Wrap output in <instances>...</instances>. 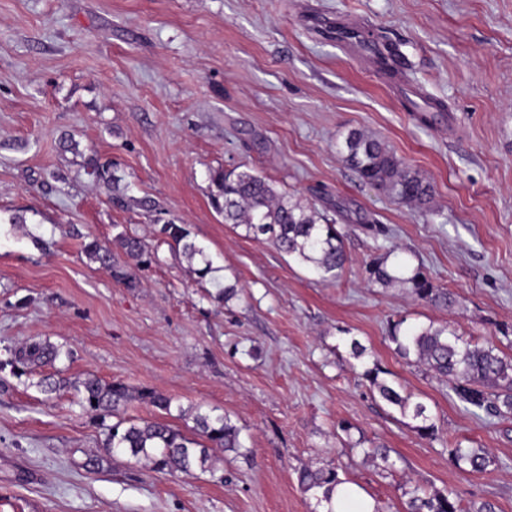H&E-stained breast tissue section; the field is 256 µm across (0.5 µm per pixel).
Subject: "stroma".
<instances>
[{
  "label": "stroma",
  "mask_w": 512,
  "mask_h": 512,
  "mask_svg": "<svg viewBox=\"0 0 512 512\" xmlns=\"http://www.w3.org/2000/svg\"><path fill=\"white\" fill-rule=\"evenodd\" d=\"M340 21L396 45L395 75L337 43ZM419 94L441 109L416 118ZM352 128L425 177L429 211L360 181L337 148ZM90 155L121 176L123 203L85 173ZM236 167L342 226L352 262L338 280L215 212L209 173ZM163 220L187 225L211 274L161 240ZM121 228L155 254L135 288L82 250ZM392 248L456 305L368 284L366 262ZM227 285L235 295L215 303ZM400 319L512 357L497 330L512 327V0H0V512H317L297 472L328 456L383 512H406L413 484L512 512V415L476 418L399 357ZM32 340L73 350L64 377L227 415L248 457L171 476L109 453L72 392L46 399L36 375L7 367ZM354 340L427 405L438 439L359 376ZM361 440L389 462L365 460ZM458 443L493 465L455 468Z\"/></svg>",
  "instance_id": "35a3bbf8"
}]
</instances>
